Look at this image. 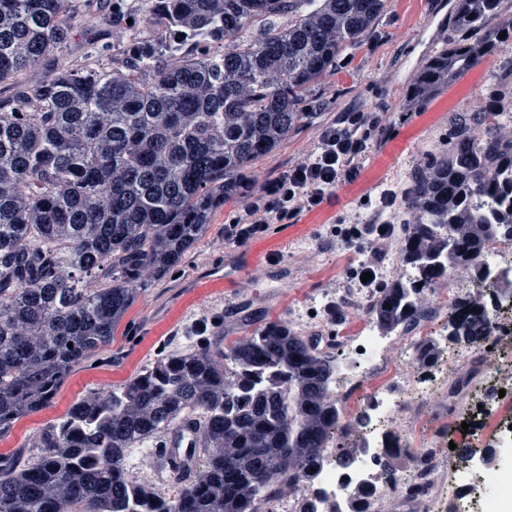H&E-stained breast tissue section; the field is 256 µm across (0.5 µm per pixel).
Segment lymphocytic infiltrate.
I'll list each match as a JSON object with an SVG mask.
<instances>
[{"label":"lymphocytic infiltrate","instance_id":"f902f5d3","mask_svg":"<svg viewBox=\"0 0 512 512\" xmlns=\"http://www.w3.org/2000/svg\"><path fill=\"white\" fill-rule=\"evenodd\" d=\"M382 120L380 113L356 107L340 113L324 126L314 151L291 166L268 186L255 192L224 227V241L243 245L263 235L273 224H284L298 214L319 207L336 187L355 181L369 152V132ZM397 195L385 190L379 213L362 224L334 230L337 244L359 245L371 257L349 275L351 287L374 291L384 287L379 257L397 238L395 222L383 219Z\"/></svg>","mask_w":512,"mask_h":512}]
</instances>
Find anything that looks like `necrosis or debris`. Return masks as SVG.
<instances>
[{
	"mask_svg": "<svg viewBox=\"0 0 512 512\" xmlns=\"http://www.w3.org/2000/svg\"><path fill=\"white\" fill-rule=\"evenodd\" d=\"M462 295L479 301L484 291L474 286L470 267L452 264L447 287L426 293L418 306L430 312L448 307ZM347 299L357 329L344 342L336 363L337 383L327 396L340 408L342 430L355 448L348 463L341 465L335 441H328L315 485L296 484L294 496L274 503L275 512H294L298 500L313 493L319 496L320 512H353L364 490L371 493L370 512H392L395 502L403 499L411 500L417 512H457L476 475L494 489L485 512H512V357L496 346L483 359L494 371L484 391L490 410L476 435L483 453L478 467L460 465L445 458L421 424L442 397L437 373L450 361H467L470 346L451 351L437 342L430 369L416 371L418 351L428 340L426 331L409 336L401 328H380L370 315V295L353 290ZM360 416L370 417L372 427H355Z\"/></svg>",
	"mask_w": 512,
	"mask_h": 512,
	"instance_id": "necrosis-or-debris-1",
	"label": "necrosis or debris"
}]
</instances>
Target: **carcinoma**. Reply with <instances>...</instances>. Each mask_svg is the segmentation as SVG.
<instances>
[{
	"instance_id": "carcinoma-1",
	"label": "carcinoma",
	"mask_w": 512,
	"mask_h": 512,
	"mask_svg": "<svg viewBox=\"0 0 512 512\" xmlns=\"http://www.w3.org/2000/svg\"><path fill=\"white\" fill-rule=\"evenodd\" d=\"M510 2L457 0V35L421 64L410 102L511 46ZM93 3L0 0V84L27 77L0 98V432L45 408L65 375L112 344L147 275L179 266L251 164L309 122L308 92L386 6L132 0L143 30L125 48L49 66L86 23L104 21ZM215 43L224 51H209ZM506 110L510 89L461 116L448 145L410 174L416 221L404 224L400 260L415 277L375 293L380 324L414 330L415 296L446 275L448 259L483 274L484 242L512 241V138L495 123ZM490 335L484 303H455L448 341ZM224 358L230 375L205 347L166 351L108 395L75 402L44 428L36 460L0 456V512H258L283 484L314 483L339 415L325 398L334 360L271 321L224 345ZM185 415L203 417L213 447L235 454L206 452L204 484L174 472L173 496L150 494L127 477L126 456ZM51 485L63 496H48Z\"/></svg>"
}]
</instances>
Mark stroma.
Masks as SVG:
<instances>
[{
	"mask_svg": "<svg viewBox=\"0 0 512 512\" xmlns=\"http://www.w3.org/2000/svg\"><path fill=\"white\" fill-rule=\"evenodd\" d=\"M454 5L455 0H387L361 44L347 50L334 75L310 91L312 120L255 163V181L214 211L205 236L178 276L152 284L138 295L114 342L96 362L71 371L49 406L0 434V455L36 457L37 449L28 445L31 432L42 431L48 422L62 417L88 392L122 385L161 353L186 346L189 332L199 331L204 342L216 335L230 340L249 335L252 327L236 315L238 307L257 309L265 322L323 316L325 305L336 300L362 258L355 249L328 246L332 227L368 216L382 190L404 188L408 172L425 160L436 140L447 137L455 116L473 100L487 107L497 77L512 70V49L498 51L428 102L406 104L415 72L448 36ZM358 105L383 116L371 132L360 177L337 188L319 209L302 213L293 223L271 225L264 236L242 246L225 244V224L250 195L306 157L321 128L339 112ZM484 377L473 362L456 364L440 375V383L459 385L465 400L472 403L467 413L448 404L442 444L457 441L459 423L477 431L483 413L477 386Z\"/></svg>",
	"mask_w": 512,
	"mask_h": 512,
	"instance_id": "35a3bbf8",
	"label": "stroma"
}]
</instances>
